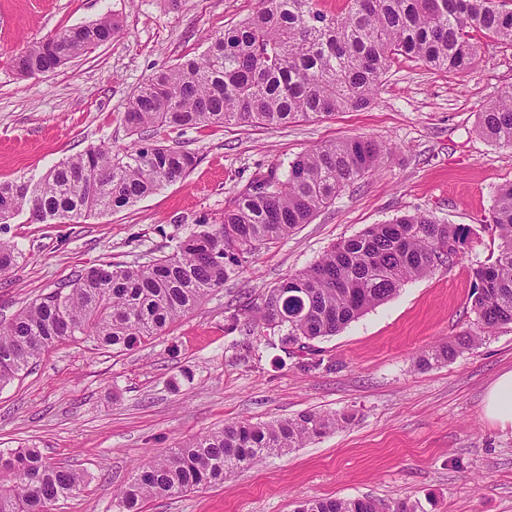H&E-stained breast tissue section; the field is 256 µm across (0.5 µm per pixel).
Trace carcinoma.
<instances>
[{
  "mask_svg": "<svg viewBox=\"0 0 512 512\" xmlns=\"http://www.w3.org/2000/svg\"><path fill=\"white\" fill-rule=\"evenodd\" d=\"M317 0H263L238 27L210 38L205 53L166 66L130 97L125 121L137 139L105 142L45 172L30 195L25 181L0 182V224L23 209L40 223L86 218L131 206L165 184L182 182L196 166L195 152L156 139L166 128L233 124L283 126L367 107L398 57L447 72L469 68L476 37L512 46V8L506 0H346L328 16ZM120 30L111 15L66 28L29 45L14 59L23 77L50 74L112 41ZM479 133L512 146V85L479 113ZM381 148L362 139L321 144L256 180L174 251L147 264H101L77 272L53 291L0 323V390L20 379L47 350L80 336L129 351L163 335L190 314L262 246L288 237L361 180ZM491 222L497 255L474 270L471 310L477 329L422 352L430 367L469 348L480 336L512 324V182L499 187ZM469 231L426 213L373 224L333 244L308 268L286 276L258 304L245 309L254 324L284 332L282 343L310 349L411 280L453 265ZM22 258L0 238V273ZM350 422L344 413L304 412L266 423L247 419L180 441L141 464L114 495L113 512H144L153 498H178L224 483L243 471ZM0 512H52L81 490L85 475L43 456L34 446L0 450ZM295 512H415L363 498H310Z\"/></svg>",
  "mask_w": 512,
  "mask_h": 512,
  "instance_id": "cac0c4a2",
  "label": "carcinoma"
}]
</instances>
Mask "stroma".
<instances>
[{
  "label": "stroma",
  "instance_id": "obj_1",
  "mask_svg": "<svg viewBox=\"0 0 512 512\" xmlns=\"http://www.w3.org/2000/svg\"><path fill=\"white\" fill-rule=\"evenodd\" d=\"M261 0H0V181H38L51 166L100 142L130 144L132 93L161 67L202 54L207 35L255 15ZM112 42L33 78L13 57L29 43L103 14ZM465 72L401 57L369 107L286 126L165 131L198 163L187 178L135 205L50 224L22 211L7 239L23 257L0 274V321L77 271L170 254L197 221L215 223L254 177L323 143L359 138L383 149L375 168L287 238L263 246L166 333L130 351L65 343L0 391V448L33 445L83 471L86 483L54 512H112L137 465L176 442L241 419L306 411L353 421L288 454L146 512H294L312 497L371 496L416 512H512V427L489 421L486 392L512 369V324L429 368L418 355L472 328L474 271L496 251L487 220L512 182V147L477 129L478 114L512 85V47L480 39ZM423 212L469 228L452 266L405 284L313 353L287 352L279 330L231 315L258 303L288 274L373 224Z\"/></svg>",
  "mask_w": 512,
  "mask_h": 512
}]
</instances>
